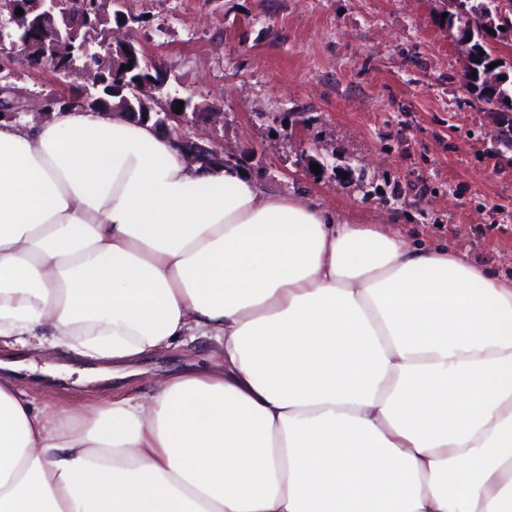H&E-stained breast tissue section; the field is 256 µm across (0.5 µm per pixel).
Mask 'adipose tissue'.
<instances>
[{
	"label": "adipose tissue",
	"instance_id": "adipose-tissue-1",
	"mask_svg": "<svg viewBox=\"0 0 512 512\" xmlns=\"http://www.w3.org/2000/svg\"><path fill=\"white\" fill-rule=\"evenodd\" d=\"M149 395L37 403L0 376V512H512V281L350 224L152 123H0V339Z\"/></svg>",
	"mask_w": 512,
	"mask_h": 512
}]
</instances>
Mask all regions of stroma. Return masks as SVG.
<instances>
[{
	"mask_svg": "<svg viewBox=\"0 0 512 512\" xmlns=\"http://www.w3.org/2000/svg\"><path fill=\"white\" fill-rule=\"evenodd\" d=\"M140 45L166 88L215 112L204 130L266 185L312 199L351 224L402 222L408 235L512 278V113L481 102L442 16L448 0H127ZM26 91L68 95L82 75L11 63ZM295 122L296 133L286 125ZM321 164L313 172L312 164ZM23 387L45 401L150 393L165 373L210 367L200 339L118 379L62 348L8 350Z\"/></svg>",
	"mask_w": 512,
	"mask_h": 512,
	"instance_id": "stroma-1",
	"label": "stroma"
}]
</instances>
